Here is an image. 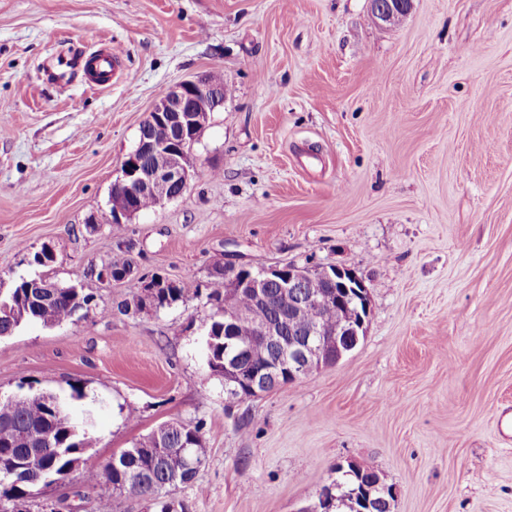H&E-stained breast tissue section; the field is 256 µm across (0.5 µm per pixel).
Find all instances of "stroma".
Returning a JSON list of instances; mask_svg holds the SVG:
<instances>
[{"label":"stroma","mask_w":512,"mask_h":512,"mask_svg":"<svg viewBox=\"0 0 512 512\" xmlns=\"http://www.w3.org/2000/svg\"><path fill=\"white\" fill-rule=\"evenodd\" d=\"M121 50L103 87L72 57ZM221 71L228 93L178 198L115 236L89 225L160 96ZM125 242L135 276L92 267ZM51 245L54 264L34 262ZM336 265L370 292L337 364L249 401L203 355L212 267ZM198 296L126 315L140 276ZM83 286L73 322L0 337V394L94 411L88 464L159 424L200 427L184 512H301L337 462L374 469L391 512H512V0H0V295ZM97 512L79 475L23 512ZM410 4L409 0H371L372 19L378 24L387 25L397 8L409 10Z\"/></svg>","instance_id":"obj_1"}]
</instances>
